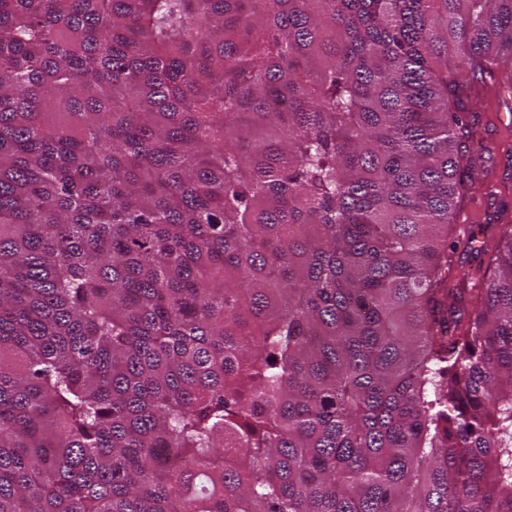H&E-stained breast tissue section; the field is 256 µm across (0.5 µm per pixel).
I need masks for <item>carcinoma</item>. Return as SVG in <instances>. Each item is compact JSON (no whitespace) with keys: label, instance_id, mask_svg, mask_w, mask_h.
Segmentation results:
<instances>
[{"label":"carcinoma","instance_id":"obj_1","mask_svg":"<svg viewBox=\"0 0 512 512\" xmlns=\"http://www.w3.org/2000/svg\"><path fill=\"white\" fill-rule=\"evenodd\" d=\"M504 69L512 0H0V512H512ZM478 120L472 126V147L481 154L471 172L478 184L459 207L457 224L486 228L480 239L490 240L501 224H512V121L503 113L512 108V93L506 85L480 88ZM510 152H506L510 149ZM467 215L470 221L467 220Z\"/></svg>","mask_w":512,"mask_h":512}]
</instances>
